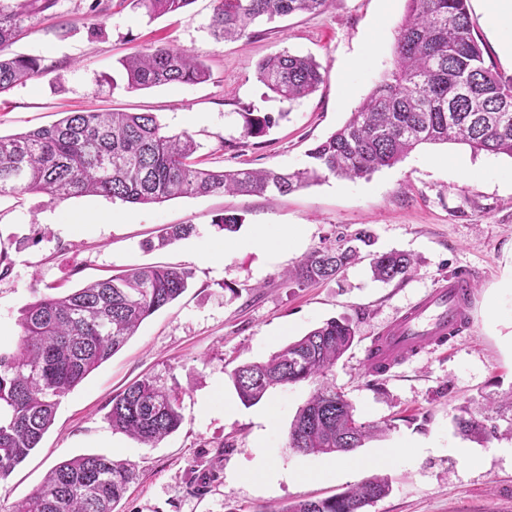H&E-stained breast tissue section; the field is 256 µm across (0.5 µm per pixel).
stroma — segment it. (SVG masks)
Wrapping results in <instances>:
<instances>
[{"label":"stroma","mask_w":512,"mask_h":512,"mask_svg":"<svg viewBox=\"0 0 512 512\" xmlns=\"http://www.w3.org/2000/svg\"><path fill=\"white\" fill-rule=\"evenodd\" d=\"M487 62L512 75V56L489 26L483 0H469ZM213 0H192L176 14L148 17L132 0H58L32 14L5 53L37 56L42 71L0 94V134L48 126L64 113L151 112L167 131L189 132L204 166L305 167L307 152L340 128L392 67L395 31L405 0H334L322 13L253 25L252 37L216 41L208 27ZM98 31H91L92 23ZM150 46L194 52L207 81L128 90L124 57ZM312 56L323 82L288 105L259 80L256 66L282 51ZM281 112L284 120L243 144L244 111ZM99 219L75 231L65 221ZM238 218L236 231L221 218ZM191 224L189 238L147 248L159 228ZM266 229L269 244L219 256L210 245ZM368 231L374 250L416 259L409 279H373L368 262L335 279L304 286L286 273L336 237ZM294 234L297 244L279 241ZM0 348L13 349L21 309L34 292H65L135 265H181L194 272L176 301L146 319L110 360L64 397L38 448L0 484V512L26 498L57 462L99 454L132 464L136 478L118 512H265L345 491L375 474L390 493L363 512H512V424L499 421L484 445L459 435L461 407L512 395V158L473 154L464 145H424L369 178H329L283 196L211 195L139 205L99 195L57 199L42 193L0 197ZM470 272L471 323L447 345L404 360L383 375L366 372L372 340L449 275ZM331 318L355 329L351 348L330 376L361 421L384 435L351 451L352 469L336 455H306L288 445L290 425L308 400L309 382L278 385L257 404L238 398L230 373L266 360ZM183 397L178 430L153 447L113 430V395L143 377ZM424 439L414 458L386 466L374 456L401 441ZM472 448L475 459L458 456ZM265 460L303 473L292 482L266 479Z\"/></svg>","instance_id":"1"}]
</instances>
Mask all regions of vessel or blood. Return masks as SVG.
Instances as JSON below:
<instances>
[{
  "label": "vessel or blood",
  "mask_w": 512,
  "mask_h": 512,
  "mask_svg": "<svg viewBox=\"0 0 512 512\" xmlns=\"http://www.w3.org/2000/svg\"><path fill=\"white\" fill-rule=\"evenodd\" d=\"M473 296L469 273L448 276L372 341L366 353L368 371L388 370L409 354L447 344L468 320Z\"/></svg>",
  "instance_id": "1"
}]
</instances>
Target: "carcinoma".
Returning <instances> with one entry per match:
<instances>
[{
	"label": "carcinoma",
	"mask_w": 512,
	"mask_h": 512,
	"mask_svg": "<svg viewBox=\"0 0 512 512\" xmlns=\"http://www.w3.org/2000/svg\"><path fill=\"white\" fill-rule=\"evenodd\" d=\"M150 15L182 11L192 0H132ZM210 29L217 40L252 35L260 18L272 20L325 10L332 0H214ZM57 0H0V52L22 31L33 10ZM127 88L146 89L206 80L209 69L192 52L148 48L122 61ZM41 60L0 56V94L34 78ZM259 80L281 101L312 94L322 81L316 61L286 51L263 58ZM242 138L265 136L278 124L270 113L243 112ZM456 143L473 152L512 158V76L486 64L472 32L468 0H406L396 31L394 64L346 123L308 152L306 167L211 170L199 167L197 144L186 131L170 133L151 113L71 112L50 126L0 136V196L46 193L59 199L99 195L130 204H159L183 196L281 195L334 176L367 178L391 167L423 144ZM195 231L192 224L160 230L167 246ZM373 244L363 231L354 239L310 252L288 279L311 283L335 278L362 259ZM370 269L382 282L404 281L415 268L409 253L372 252ZM193 271L178 266H138L66 294H41L18 320L15 348L0 351V482L6 481L38 447L53 424L60 399L115 355L144 320L189 288ZM350 322L329 319L286 344L268 360L241 365L231 374L240 401L258 403L269 389L312 382L315 389L297 411L289 447L303 454L346 453L381 431L362 422L342 391L329 381L336 361L352 346ZM176 388L144 378L112 397V429L156 444L181 422ZM503 417L488 398L479 415L456 418L463 436L487 443ZM135 473L106 455H81L55 464L43 483L15 503L11 512H116ZM388 479L372 477L332 497L298 502L267 512H361L386 496Z\"/></svg>",
	"instance_id": "carcinoma-1"
}]
</instances>
